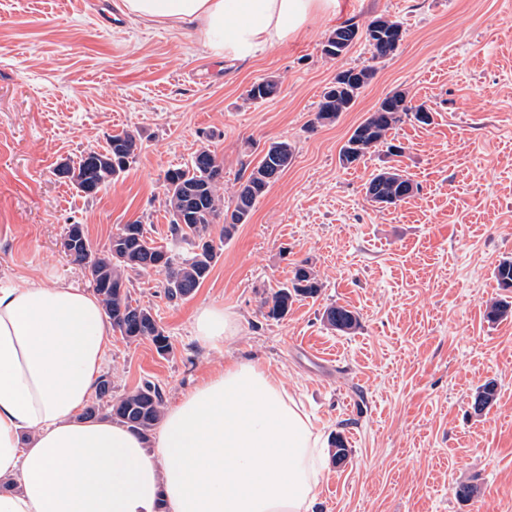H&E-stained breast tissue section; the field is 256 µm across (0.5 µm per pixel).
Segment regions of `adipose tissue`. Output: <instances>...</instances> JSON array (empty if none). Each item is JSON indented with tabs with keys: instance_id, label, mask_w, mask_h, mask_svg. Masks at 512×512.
Listing matches in <instances>:
<instances>
[{
	"instance_id": "obj_1",
	"label": "adipose tissue",
	"mask_w": 512,
	"mask_h": 512,
	"mask_svg": "<svg viewBox=\"0 0 512 512\" xmlns=\"http://www.w3.org/2000/svg\"><path fill=\"white\" fill-rule=\"evenodd\" d=\"M338 0H120L133 22L196 33L225 66L287 42ZM206 346L234 337L219 307L199 313ZM109 351L99 298L23 276L0 286V512H312L325 425L267 369L225 366L142 439L82 412Z\"/></svg>"
}]
</instances>
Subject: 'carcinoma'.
Masks as SVG:
<instances>
[{
	"mask_svg": "<svg viewBox=\"0 0 512 512\" xmlns=\"http://www.w3.org/2000/svg\"><path fill=\"white\" fill-rule=\"evenodd\" d=\"M361 38L369 46L371 63L342 70L345 77L343 89L334 85L325 88L315 114L317 122L333 123L353 106L362 89L373 78L375 63L389 58L398 50L404 29L400 21L391 19L389 26L376 36L371 28L361 33L350 23L333 30L324 45L334 47L340 41L350 46ZM277 90L278 80L273 76L266 77L251 86L247 99L263 101L273 97ZM423 109V105L412 108L404 91L388 94L353 129L340 149L341 167L349 169L358 165L371 149L386 141L390 131L407 120L426 126L431 124L432 113H427L424 119L419 117ZM140 149V136L130 132L114 135L104 150L84 152L77 160L67 162V179L85 196H94L118 180L135 162ZM293 155L290 143L271 144L229 200L221 193L222 164L207 148L197 151L189 165L168 170L164 195L170 216L169 232L172 240L191 244L192 251L187 256L155 245L138 221L120 227L112 235L105 253L98 255L92 251L83 225H77L72 258L88 271L89 282L101 300L112 329L119 331L128 343L148 339L158 354H168L171 350L169 336L157 323L151 307L135 304L130 297L131 277L150 272L163 273L166 275L164 288L167 299L173 301L191 296L210 274L220 250V245L212 237V224L224 219L219 240L231 238L239 225L248 222L258 200L288 168ZM413 191L411 179L396 167L380 170L365 187L370 201L386 205L402 202ZM494 277L501 288H512V259L500 261L494 269ZM322 287L313 267L303 261L295 266L290 282L263 301L264 316L278 321L288 314V308L294 301L315 298ZM511 312L512 302L500 299L489 304L486 317L496 322ZM323 321L327 329L339 333L349 334L359 327L357 313L342 305L327 307ZM163 399L161 387L147 383L116 399L110 405V415L147 437L162 420Z\"/></svg>",
	"mask_w": 512,
	"mask_h": 512,
	"instance_id": "carcinoma-1",
	"label": "carcinoma"
}]
</instances>
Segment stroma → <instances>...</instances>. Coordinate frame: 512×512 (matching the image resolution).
I'll list each match as a JSON object with an SVG mask.
<instances>
[{
    "label": "stroma",
    "instance_id": "stroma-1",
    "mask_svg": "<svg viewBox=\"0 0 512 512\" xmlns=\"http://www.w3.org/2000/svg\"><path fill=\"white\" fill-rule=\"evenodd\" d=\"M110 3L0 0V285L23 275L88 287L62 247L68 225H83L100 251L135 221L169 245L168 169L209 148L229 196L272 143L288 141V169L191 297L168 301L160 273L134 279L132 299L151 307L172 349L162 356L113 333V396L151 381L170 406L224 365L254 360L350 450L345 464L326 463L315 512H512V315L486 318L501 295L494 269L512 257V0H341L336 18L231 73L193 32L106 21ZM379 16L402 22L399 49L348 112L314 126L324 88L370 57L361 39L333 60L323 42ZM268 76L277 94L247 102ZM396 90L429 107L431 124L391 131L402 156L382 144L343 169L352 130ZM126 131L141 151L117 182L88 198L60 178L62 163ZM393 165L417 191L396 206L369 201L366 183ZM304 260L320 295L265 318V297ZM332 303L356 311L359 328L327 330ZM213 305L238 326L217 348L194 335ZM490 380L496 399L475 413L472 397ZM462 484L478 495L458 498Z\"/></svg>",
    "mask_w": 512,
    "mask_h": 512
}]
</instances>
